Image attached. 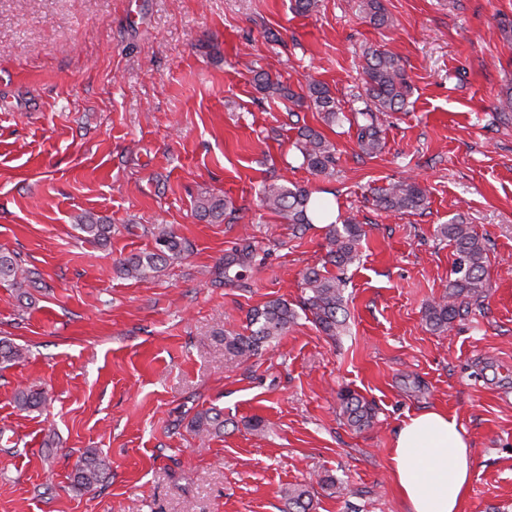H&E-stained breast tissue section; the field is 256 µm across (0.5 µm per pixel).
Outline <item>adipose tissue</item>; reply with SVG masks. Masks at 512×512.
<instances>
[{
  "label": "adipose tissue",
  "mask_w": 512,
  "mask_h": 512,
  "mask_svg": "<svg viewBox=\"0 0 512 512\" xmlns=\"http://www.w3.org/2000/svg\"><path fill=\"white\" fill-rule=\"evenodd\" d=\"M390 466L406 512H463L474 464L455 415L433 409L405 420Z\"/></svg>",
  "instance_id": "obj_1"
}]
</instances>
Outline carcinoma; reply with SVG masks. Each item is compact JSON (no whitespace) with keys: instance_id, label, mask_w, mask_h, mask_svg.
<instances>
[{"instance_id":"cac0c4a2","label":"carcinoma","mask_w":512,"mask_h":512,"mask_svg":"<svg viewBox=\"0 0 512 512\" xmlns=\"http://www.w3.org/2000/svg\"><path fill=\"white\" fill-rule=\"evenodd\" d=\"M362 10L369 22L378 27L389 24V18L381 0H363ZM365 96L369 104L362 113L366 123L358 125L357 142L359 150L366 156H373L381 149L380 131L376 124V113L397 112L405 105L410 91L408 76L398 56L378 49L366 53ZM261 91L285 99L293 106L312 103L316 111L323 114L327 123L339 118L335 98L329 89L318 81L306 85V94H298L280 80L265 71L256 74ZM296 149L302 156L303 164L315 175H329L336 167V146L321 132L305 126L299 133ZM262 205L279 214L290 224L309 225L312 192L303 187L290 188L278 181L265 183L260 190ZM376 205L384 210L408 212L425 208L427 192L420 183L406 178L381 190L375 199ZM229 203L214 195L201 197L196 202L200 216L215 220L224 218ZM77 229L93 241H105L112 234V225L91 216L81 221ZM441 237L451 241L456 251L455 273L459 274L450 283L448 292L440 299L429 303L424 310L426 324L435 331L448 330V324L460 313L463 306L477 300L483 288L486 244L472 230L471 225L462 221L443 224L439 229ZM363 235L362 226L355 219L348 218L342 227L329 225L327 234V262L336 267L333 275L326 269H310L303 276L305 294L295 306L282 298L271 299L251 309L248 316L249 334L224 337V347L232 355L250 359L274 340L280 339L298 318V312L310 318L320 331L334 338L343 333L345 322L338 317L343 310V293L346 286L344 270L358 259V246ZM181 242L171 230L162 229L155 235L154 249L134 255L123 261L122 273L135 280H145L160 272L168 261L178 258ZM253 253L252 245L224 256V280L231 282L242 277L232 272L234 267L244 266V261ZM29 278V270L23 266L20 257L13 253H0V282H7L15 288ZM25 357L24 349L7 340L0 339V369L8 368ZM343 417L349 427L363 430L374 424L376 410L372 403L351 390L339 393ZM14 401L24 410L36 409L46 401L45 392L32 386L15 392ZM191 428L199 435L219 433L224 430V420L216 411L197 414L191 421ZM107 464L99 454L89 449L78 461L74 474V485L79 490L89 491L103 481ZM283 512H312L314 492L310 487L296 485L283 493Z\"/></svg>"}]
</instances>
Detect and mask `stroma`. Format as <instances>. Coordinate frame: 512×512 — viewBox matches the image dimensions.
<instances>
[{
    "instance_id": "stroma-1",
    "label": "stroma",
    "mask_w": 512,
    "mask_h": 512,
    "mask_svg": "<svg viewBox=\"0 0 512 512\" xmlns=\"http://www.w3.org/2000/svg\"><path fill=\"white\" fill-rule=\"evenodd\" d=\"M0 0V251L34 280L0 284V338L26 351L0 370V512H280L316 487L315 512H404L390 450L410 415L444 409L464 427L474 475L464 512H512V0ZM401 57L411 93L381 114L383 148L358 158L357 129L261 93L256 69L293 90L323 82L344 113L363 108L364 53ZM311 126L335 144L333 176L295 148ZM414 177L425 209L374 204ZM311 190L366 232L346 274V331L299 318L243 361L224 348L249 310L297 302L321 266L327 227L294 229L262 207L265 181ZM214 194L235 211L200 219ZM107 219L103 245L78 229ZM471 224L488 248L479 303L447 332L423 320L453 280L439 225ZM171 228L185 250L147 280L120 261ZM251 243L241 280L224 256ZM47 391L19 409L16 389ZM374 401L372 428L345 425L337 397ZM216 408L224 431L189 428ZM260 419L253 429L251 419ZM109 465L71 488L87 449ZM332 476L336 488H319ZM312 487L296 485L283 493V512H311L314 507Z\"/></svg>"
}]
</instances>
